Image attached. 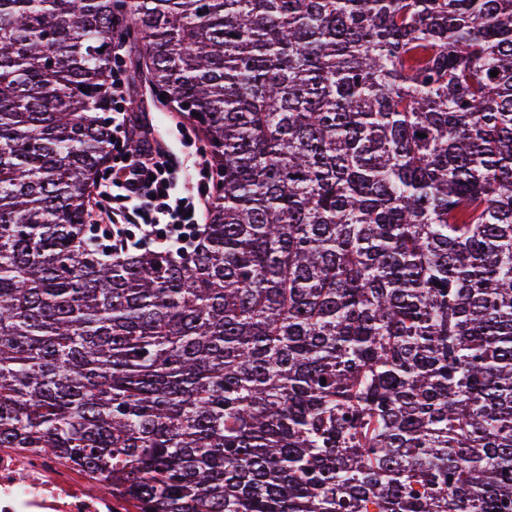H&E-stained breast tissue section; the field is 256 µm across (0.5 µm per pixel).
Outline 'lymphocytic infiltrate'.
<instances>
[{"mask_svg":"<svg viewBox=\"0 0 512 512\" xmlns=\"http://www.w3.org/2000/svg\"><path fill=\"white\" fill-rule=\"evenodd\" d=\"M112 177L94 204V221L104 225L113 250L132 244L130 229L141 240L167 247L189 237L201 224L210 199V171L201 152L192 148L186 126H178L186 148L175 152L155 136L146 113L135 111L129 75L112 73Z\"/></svg>","mask_w":512,"mask_h":512,"instance_id":"1","label":"lymphocytic infiltrate"}]
</instances>
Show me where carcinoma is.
Listing matches in <instances>:
<instances>
[{"label":"carcinoma","mask_w":512,"mask_h":512,"mask_svg":"<svg viewBox=\"0 0 512 512\" xmlns=\"http://www.w3.org/2000/svg\"><path fill=\"white\" fill-rule=\"evenodd\" d=\"M130 11L207 224L102 250L112 0H0V448L137 512H512V0Z\"/></svg>","instance_id":"obj_1"}]
</instances>
